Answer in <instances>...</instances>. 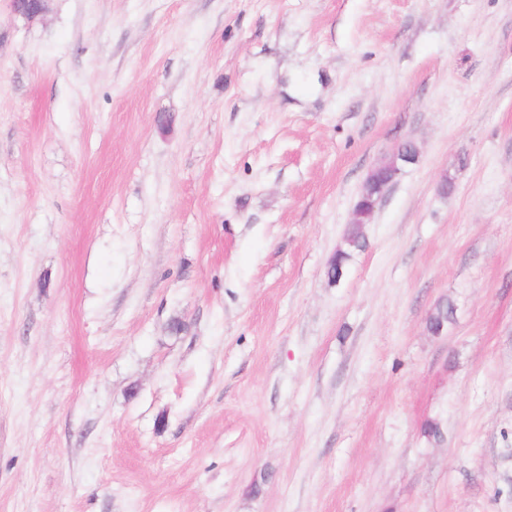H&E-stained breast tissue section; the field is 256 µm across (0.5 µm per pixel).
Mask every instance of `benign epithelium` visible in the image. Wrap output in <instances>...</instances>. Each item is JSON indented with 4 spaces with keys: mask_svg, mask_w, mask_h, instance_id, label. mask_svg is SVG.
<instances>
[{
    "mask_svg": "<svg viewBox=\"0 0 512 512\" xmlns=\"http://www.w3.org/2000/svg\"><path fill=\"white\" fill-rule=\"evenodd\" d=\"M50 0H11L14 14L34 21L48 12ZM420 150L412 139L402 141L392 154L375 163L369 170L358 193L360 201L354 205L351 223L361 227L368 223L383 196L394 185L404 170L418 162Z\"/></svg>",
    "mask_w": 512,
    "mask_h": 512,
    "instance_id": "benign-epithelium-1",
    "label": "benign epithelium"
}]
</instances>
